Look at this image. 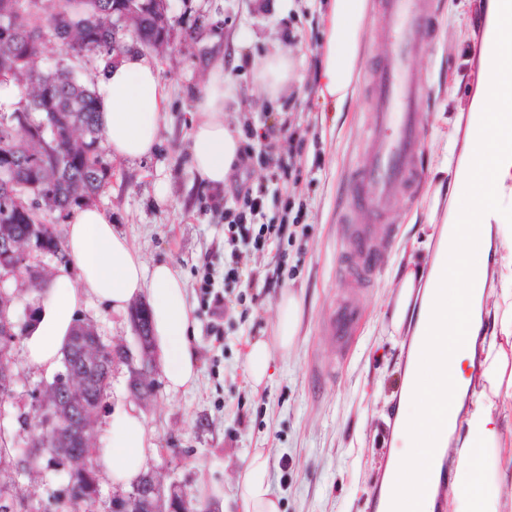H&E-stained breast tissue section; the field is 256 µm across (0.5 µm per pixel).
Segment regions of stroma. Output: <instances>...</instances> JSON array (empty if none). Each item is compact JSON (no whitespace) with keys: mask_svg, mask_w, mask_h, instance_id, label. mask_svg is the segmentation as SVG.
Here are the masks:
<instances>
[{"mask_svg":"<svg viewBox=\"0 0 512 512\" xmlns=\"http://www.w3.org/2000/svg\"><path fill=\"white\" fill-rule=\"evenodd\" d=\"M437 21L431 49L414 53L412 68L422 87L425 115L419 142L422 167L415 195L402 197L392 214L394 239L378 260V272L362 294L363 319L346 345L325 334L348 283L343 228L339 222L351 172L365 146L368 88L355 79L343 108L318 94L317 68L324 44L328 0H168L176 18L175 51L157 55L169 86L167 129L150 157L109 158L112 178L95 203L147 262H169L183 272L197 318L194 344L200 355L195 388L173 392L154 372L155 395L143 411L156 443L148 466L165 483H178L191 498L217 487L226 512H234L237 478L250 455L270 458L271 488L281 512H371L370 501L390 458L393 425L408 345L394 331L389 313L412 240H423L441 224L455 199L453 174L460 150L443 151L435 131H450L471 111L481 86L480 23L490 0H434ZM295 59L293 89L268 96L256 87L253 63L272 47ZM223 56L235 82L230 112L244 122L272 125L280 143L288 126L307 128L295 157L296 200L303 204V234L271 244L264 252L242 251L244 277L224 278L230 253L224 248V215L210 206L212 192L199 184L189 163L187 121L212 60ZM169 188L158 200L156 182ZM210 270L223 292V336L215 338L211 317L200 305L199 283ZM267 273V286L251 288L247 273ZM303 300L302 324L288 355L275 360L267 385L252 390L244 372L246 342L272 335L282 291ZM105 343L135 348L127 316L113 314L96 299L78 313ZM14 398L0 407L14 457H22L37 431L21 426L31 392L51 375L30 363L22 345L11 362ZM17 496L40 512H56L65 472L43 470L34 480L15 469L0 472Z\"/></svg>","mask_w":512,"mask_h":512,"instance_id":"stroma-1","label":"stroma"}]
</instances>
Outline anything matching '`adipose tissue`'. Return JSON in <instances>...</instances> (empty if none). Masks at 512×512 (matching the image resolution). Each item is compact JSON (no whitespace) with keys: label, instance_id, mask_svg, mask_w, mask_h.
<instances>
[{"label":"adipose tissue","instance_id":"adipose-tissue-1","mask_svg":"<svg viewBox=\"0 0 512 512\" xmlns=\"http://www.w3.org/2000/svg\"><path fill=\"white\" fill-rule=\"evenodd\" d=\"M367 0H331L329 24L318 73L322 100L343 105L351 94L363 36ZM293 62L289 51L268 53L256 71L258 84L269 94L287 92ZM234 89L223 60L210 66L189 118V155L192 169L205 185L222 191L241 164V140L228 116ZM98 112L104 144L124 160L150 156L160 141L169 91L155 59L131 50L112 63L98 81ZM457 179L472 192L488 197L480 224H441L429 240L434 252L428 267H408L398 284L392 315L394 329L411 325L424 337L433 369L421 388L404 384L399 403L403 414L394 425L401 447L389 464L386 481L397 480L416 489L418 483L440 480L446 447L454 449L452 512H512V448L507 447L496 411L497 401L512 400V267L490 277L487 262L492 242L512 247V224L497 223V191L512 180V157L492 147L485 168L472 169L462 160ZM477 241L469 255L471 275L461 283L467 299L464 313L449 320L432 295L435 276L458 234ZM65 259L58 269L48 301L38 309L24 342L33 364L48 372L60 366L61 350L87 297H94L115 314L125 313L137 300L146 303L154 341L161 355L168 389L195 387L199 353L193 345L196 319L188 301L186 280L174 265H146L141 253L118 232L112 218L95 206L74 208L67 218L63 242ZM491 335H482L484 321ZM301 321V305L292 292H283L276 305L274 334L249 340L246 373L252 389L264 386L277 355L294 347ZM452 407L448 434L441 447L416 446L419 433ZM96 464L112 479L130 485L144 473L154 448L144 414L136 407L120 408L109 417ZM269 456L255 451L235 485L239 512H280L269 482Z\"/></svg>","mask_w":512,"mask_h":512}]
</instances>
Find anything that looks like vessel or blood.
Here are the masks:
<instances>
[{"label":"vessel or blood","mask_w":512,"mask_h":512,"mask_svg":"<svg viewBox=\"0 0 512 512\" xmlns=\"http://www.w3.org/2000/svg\"><path fill=\"white\" fill-rule=\"evenodd\" d=\"M380 31L390 44L389 53L373 66L369 79L370 124L367 147L352 185L351 209L344 243L347 252L362 259L360 276L375 270L376 253L388 244L392 230L385 217L397 205V194L410 190L420 176L417 142L424 115L418 110L420 88L409 56L428 46L433 36L428 0H378ZM454 281L443 279L435 298L449 316L463 312L465 304L453 292ZM361 319V308L352 298L336 305L330 330L346 343ZM446 484L419 485L415 497L405 500L404 512H419L427 497L445 498Z\"/></svg>","instance_id":"obj_1"}]
</instances>
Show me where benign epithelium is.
<instances>
[{"mask_svg": "<svg viewBox=\"0 0 512 512\" xmlns=\"http://www.w3.org/2000/svg\"><path fill=\"white\" fill-rule=\"evenodd\" d=\"M156 3V26L171 30L172 17L168 13L167 0ZM36 237L19 243L12 237L0 238V343L11 344L17 340L14 323L9 316L10 298L3 286L10 280L24 282L36 291H44L49 282L45 275L42 258H55L56 250L42 248L50 235L49 225L33 226ZM135 333L137 353L124 345L104 343L94 326L84 320L76 323L69 341V348L77 353L78 362H65L64 370L53 377V383H43L32 392L31 412L21 417V423L29 429H37L40 436L29 444L28 459L47 458L53 467L71 471L90 469L91 443L94 420L101 400L91 396V386L102 373L112 372L117 363L128 366V389L142 403L154 396L149 385L154 370L155 354L149 331L148 311L144 304L136 303L129 311ZM11 367L0 366V406L13 397ZM183 503L180 512H194L182 488L175 482L164 485L152 470L140 483L112 495V512H173L163 510L164 501Z\"/></svg>", "mask_w": 512, "mask_h": 512, "instance_id": "7a95c632", "label": "benign epithelium"}]
</instances>
